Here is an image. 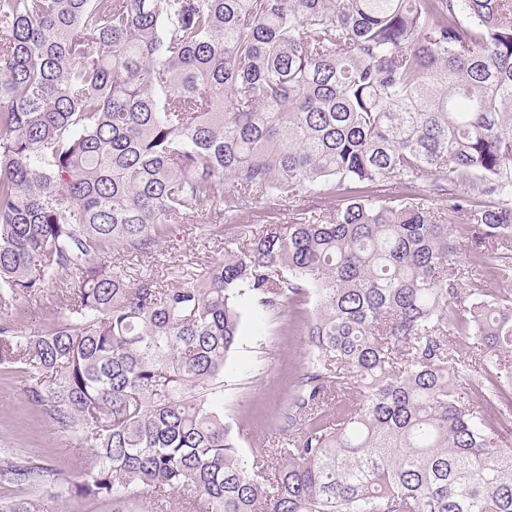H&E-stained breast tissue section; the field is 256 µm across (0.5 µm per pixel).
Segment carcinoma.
I'll use <instances>...</instances> for the list:
<instances>
[{"label": "carcinoma", "instance_id": "obj_1", "mask_svg": "<svg viewBox=\"0 0 512 512\" xmlns=\"http://www.w3.org/2000/svg\"><path fill=\"white\" fill-rule=\"evenodd\" d=\"M303 193L325 207L175 287L128 278L199 212ZM436 200L485 228L468 268L512 275V0H0V372L90 448L78 497L512 512V448L458 396L512 412V293L462 294ZM50 286L60 315L19 331ZM247 302L307 336L304 428L250 461L211 400ZM57 480L0 459V486Z\"/></svg>", "mask_w": 512, "mask_h": 512}]
</instances>
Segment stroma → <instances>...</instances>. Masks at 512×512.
<instances>
[{"mask_svg": "<svg viewBox=\"0 0 512 512\" xmlns=\"http://www.w3.org/2000/svg\"><path fill=\"white\" fill-rule=\"evenodd\" d=\"M232 233L226 224L213 223L211 216L193 218L163 244L162 256L130 259L128 273L134 279L150 275L176 284L178 270L186 265L200 269L222 260L224 250L216 242ZM56 293L50 287L38 296L20 299L14 310L18 330L27 332L56 318ZM305 352L299 323L244 307L241 334L224 368V417L232 425H243L244 451L273 447L287 432L289 398ZM16 452L57 470L55 498L47 502L48 512L59 505L66 512H109L106 502L68 496L70 482L91 463L89 449L31 405L16 377L0 375V457Z\"/></svg>", "mask_w": 512, "mask_h": 512, "instance_id": "1", "label": "stroma"}]
</instances>
